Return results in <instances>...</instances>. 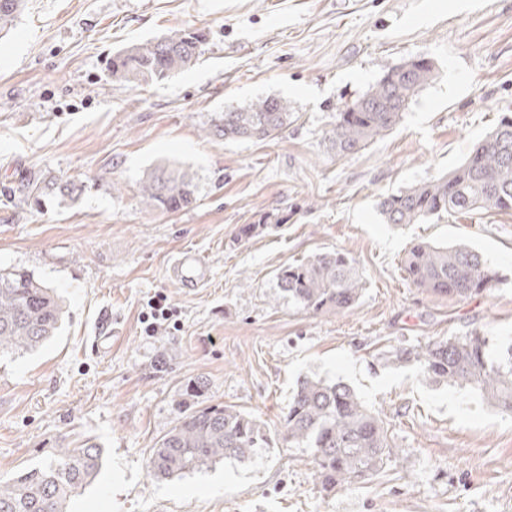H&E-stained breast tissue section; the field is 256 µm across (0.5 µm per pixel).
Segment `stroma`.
Wrapping results in <instances>:
<instances>
[{"mask_svg":"<svg viewBox=\"0 0 512 512\" xmlns=\"http://www.w3.org/2000/svg\"><path fill=\"white\" fill-rule=\"evenodd\" d=\"M178 29L204 36L193 68L112 82L114 52ZM415 57L436 80L383 137L336 154L337 105ZM266 96L293 111L276 137L207 135L225 106ZM505 112L512 0H27L0 39V269L44 279L68 316L41 349L0 358V478L91 442L102 474L70 512H512V417L387 360L454 335L512 340V213L395 225L377 209L458 165ZM161 163L195 174L193 207L141 206L139 180ZM39 176L83 192L33 203L19 187ZM247 224L259 232L241 237ZM421 240L470 245L500 283L465 298L417 288L402 259ZM186 249L209 266L191 292L167 274ZM330 251L363 275L353 308L281 298L280 269ZM159 291L180 324L148 336L139 313ZM305 376L348 384L384 418L399 454L378 475L325 492L308 450L286 445L282 414ZM219 404L254 415L272 447L154 479L156 440Z\"/></svg>","mask_w":512,"mask_h":512,"instance_id":"1","label":"stroma"}]
</instances>
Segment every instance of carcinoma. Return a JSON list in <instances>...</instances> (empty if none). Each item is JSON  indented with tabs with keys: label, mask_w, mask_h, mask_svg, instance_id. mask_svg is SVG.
Returning <instances> with one entry per match:
<instances>
[{
	"label": "carcinoma",
	"mask_w": 512,
	"mask_h": 512,
	"mask_svg": "<svg viewBox=\"0 0 512 512\" xmlns=\"http://www.w3.org/2000/svg\"><path fill=\"white\" fill-rule=\"evenodd\" d=\"M25 0H0V36L8 33ZM200 35L186 30L128 45L112 55L109 76L119 83L149 84L189 69L198 58ZM437 76L433 61L408 59L389 69L365 94L336 108L330 140L336 152L351 155L397 125L415 96ZM291 112L288 101L259 98L246 107H224L207 135L226 140H265L280 133ZM35 203L44 194L75 199L73 181L27 183ZM141 201L162 213L196 202L188 171L160 164L143 174ZM387 224H425L448 215L479 211L512 212V117L504 115L475 143L464 161L446 176L430 178L382 198ZM418 288L467 297L495 287L498 275L483 256L462 245L420 241L403 258ZM278 288L297 307L312 313L345 311L360 298L363 279L354 261L340 252L315 254L277 275ZM63 300L27 270L0 269V357L33 351L59 331ZM398 363L413 362L436 385L469 387L503 413L512 415V344L494 352L477 333L430 340L395 351ZM286 440L310 450L316 479L325 490L362 483L397 454L386 422L367 408L342 381L305 377L283 414ZM269 433L251 415L230 405L184 413L152 448L149 472L155 479L185 475L222 460L245 461L255 449L270 447ZM103 450L95 445L59 448L36 464L0 482V512H68L73 493L102 472Z\"/></svg>",
	"instance_id": "1"
}]
</instances>
